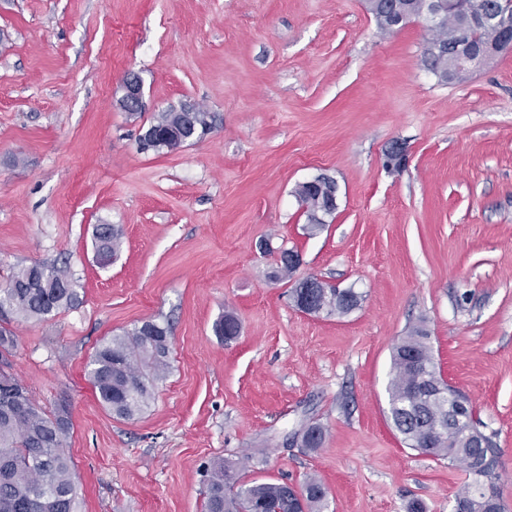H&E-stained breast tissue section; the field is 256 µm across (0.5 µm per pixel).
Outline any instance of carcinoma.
<instances>
[{
  "label": "carcinoma",
  "instance_id": "cac0c4a2",
  "mask_svg": "<svg viewBox=\"0 0 512 512\" xmlns=\"http://www.w3.org/2000/svg\"><path fill=\"white\" fill-rule=\"evenodd\" d=\"M208 125L206 112H163L150 124L147 139L163 147L184 133ZM295 195L307 211L321 203L325 189L298 185ZM96 248L112 256L121 245L111 228L95 239ZM295 306L309 315L344 316L355 309L360 295L341 291L315 280L314 287L294 285ZM79 304L69 271L56 265L33 263L19 268L8 287L0 289V512H75L77 474L65 453L64 442L72 422L64 405L47 411L32 398L23 381L12 372L8 358L15 337L4 324L21 318L43 321ZM239 322L231 312L215 323L216 335L230 341L238 336ZM169 327L145 321L122 335L104 341L87 364L88 376L99 401L113 414L133 418L152 398L156 381L169 368ZM445 385L437 369L428 336L420 327L396 344L388 384L389 413L395 430L411 448L438 459L457 462L468 474L456 503L466 512H504L495 486L499 449L472 405L455 429L440 403L429 401L428 387ZM326 429L308 425L300 445L314 453L323 447ZM243 461H218L206 474L205 512H320L327 492L315 477L296 487L286 482L241 481Z\"/></svg>",
  "mask_w": 512,
  "mask_h": 512
}]
</instances>
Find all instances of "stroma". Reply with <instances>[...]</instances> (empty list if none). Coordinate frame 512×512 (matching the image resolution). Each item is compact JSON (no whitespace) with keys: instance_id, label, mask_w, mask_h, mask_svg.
<instances>
[{"instance_id":"1","label":"stroma","mask_w":512,"mask_h":512,"mask_svg":"<svg viewBox=\"0 0 512 512\" xmlns=\"http://www.w3.org/2000/svg\"><path fill=\"white\" fill-rule=\"evenodd\" d=\"M429 39L417 21L381 33L365 0H0V289L47 262L80 296L12 323L10 361L70 411L77 512H204L203 465L241 458L245 482L318 478L323 512H453L461 465L388 418L392 349L416 326L494 437L512 512V53L443 82ZM186 102L210 133L143 150ZM321 174L338 208L312 235L294 189ZM100 224L122 234L105 266ZM284 249L293 280L354 287L359 306L298 310L273 277ZM227 311L230 342L213 330ZM148 320L170 328L169 369L120 418L87 363ZM308 423L327 430L312 454L292 439ZM121 105L127 111H141L144 107L143 85L138 76L130 75L123 82Z\"/></svg>"}]
</instances>
